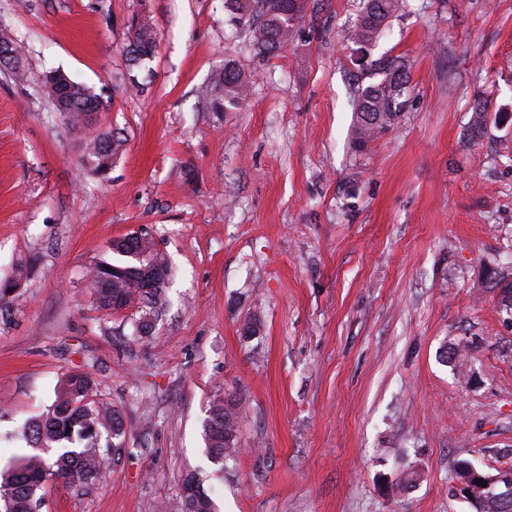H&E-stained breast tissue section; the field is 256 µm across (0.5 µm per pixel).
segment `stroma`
Segmentation results:
<instances>
[{"instance_id":"1","label":"stroma","mask_w":512,"mask_h":512,"mask_svg":"<svg viewBox=\"0 0 512 512\" xmlns=\"http://www.w3.org/2000/svg\"><path fill=\"white\" fill-rule=\"evenodd\" d=\"M359 4L308 0L259 58L224 0H0L30 68L26 86L0 73V279L39 258L0 311V468L67 370L127 425L100 483H48L42 512H183L190 473L217 512H470L457 461L512 467V0H407L371 56L410 60L409 102L361 154L343 38ZM143 10L158 49L131 94ZM229 54L252 94L219 118L204 92ZM52 68L102 93L89 127L36 93ZM109 129L126 151L90 176L83 143ZM142 227L172 275L133 342L131 310H97L87 271ZM228 394L239 452L219 472L202 424Z\"/></svg>"}]
</instances>
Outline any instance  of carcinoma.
Listing matches in <instances>:
<instances>
[{
    "mask_svg": "<svg viewBox=\"0 0 512 512\" xmlns=\"http://www.w3.org/2000/svg\"><path fill=\"white\" fill-rule=\"evenodd\" d=\"M405 0H362L360 14L347 32V40L359 50L370 48L403 9ZM232 20L247 27L249 43L262 57L277 55L288 44L303 19L306 0H224ZM127 70L134 73L153 60L156 33L147 14L132 16L128 23ZM8 48L10 63L3 66L11 79L24 85L28 70L22 45L0 29V47ZM367 82L357 85L352 100L354 112L352 148L363 151L388 133L406 108L410 92V65L402 56L373 59L364 68ZM252 75L234 58L213 77L206 96L209 111L222 117L240 109L251 89ZM41 91L56 111L73 127L87 124L101 105L90 88L59 69L44 74ZM487 104L477 101L471 116V133L481 135L487 123ZM126 139L112 130L97 134L85 146L84 163L94 175L105 176L123 152ZM117 263L102 261L91 273L88 284L97 306L109 313L136 308L134 335L150 333L152 319L167 303L166 284L171 267L158 249L152 233L142 228L112 241ZM239 404L217 400L203 423L207 459L222 463L236 456ZM107 437L106 451L125 448L124 417L112 404L95 398L94 381L86 371L65 373L47 413L34 419L23 431L31 447L39 450L23 457L10 470H0V512H32L43 502L41 491L49 481L89 488L102 473L101 436ZM185 512H214V504L200 479L188 476L183 484Z\"/></svg>",
    "mask_w": 512,
    "mask_h": 512,
    "instance_id": "carcinoma-1",
    "label": "carcinoma"
}]
</instances>
